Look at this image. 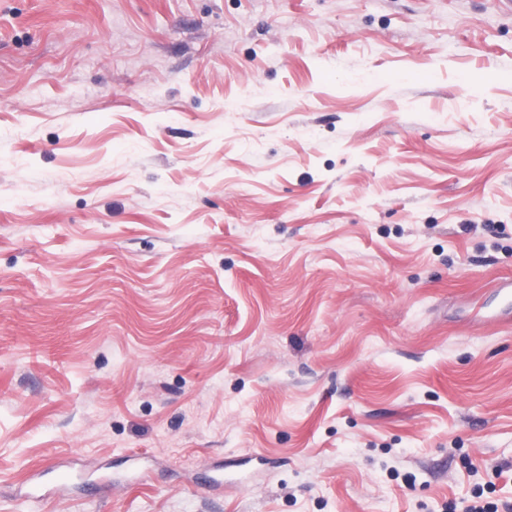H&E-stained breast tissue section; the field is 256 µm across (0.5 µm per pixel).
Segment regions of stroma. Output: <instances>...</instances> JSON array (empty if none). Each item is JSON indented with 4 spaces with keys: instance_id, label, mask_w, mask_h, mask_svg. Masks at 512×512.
<instances>
[{
    "instance_id": "obj_1",
    "label": "stroma",
    "mask_w": 512,
    "mask_h": 512,
    "mask_svg": "<svg viewBox=\"0 0 512 512\" xmlns=\"http://www.w3.org/2000/svg\"><path fill=\"white\" fill-rule=\"evenodd\" d=\"M509 286L499 0H0V512H512Z\"/></svg>"
}]
</instances>
